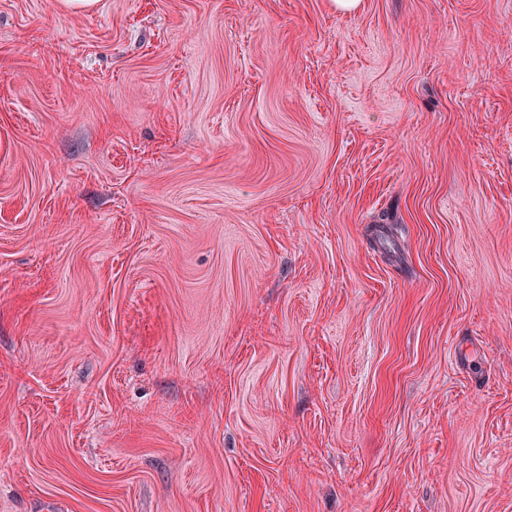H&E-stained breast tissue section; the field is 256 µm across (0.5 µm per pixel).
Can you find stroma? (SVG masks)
I'll use <instances>...</instances> for the list:
<instances>
[{"mask_svg": "<svg viewBox=\"0 0 512 512\" xmlns=\"http://www.w3.org/2000/svg\"><path fill=\"white\" fill-rule=\"evenodd\" d=\"M0 512H512V0H0Z\"/></svg>", "mask_w": 512, "mask_h": 512, "instance_id": "1", "label": "stroma"}]
</instances>
